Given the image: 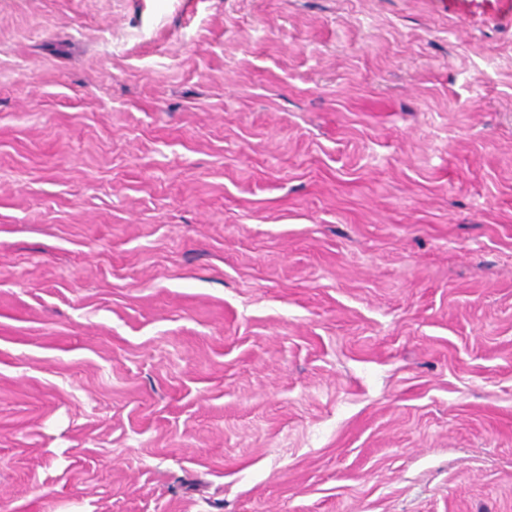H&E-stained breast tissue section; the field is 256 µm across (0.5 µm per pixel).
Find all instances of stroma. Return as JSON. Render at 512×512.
<instances>
[{
	"label": "stroma",
	"instance_id": "35a3bbf8",
	"mask_svg": "<svg viewBox=\"0 0 512 512\" xmlns=\"http://www.w3.org/2000/svg\"><path fill=\"white\" fill-rule=\"evenodd\" d=\"M0 512H512V0H0Z\"/></svg>",
	"mask_w": 512,
	"mask_h": 512
}]
</instances>
